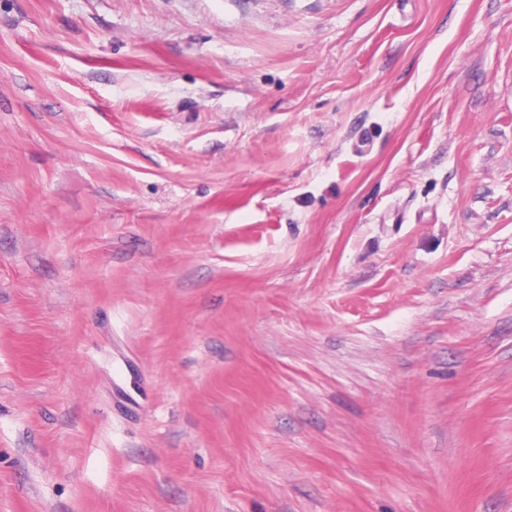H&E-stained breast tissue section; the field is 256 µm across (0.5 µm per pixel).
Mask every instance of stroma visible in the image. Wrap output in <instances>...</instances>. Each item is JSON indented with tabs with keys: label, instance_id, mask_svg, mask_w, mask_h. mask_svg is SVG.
<instances>
[{
	"label": "stroma",
	"instance_id": "35a3bbf8",
	"mask_svg": "<svg viewBox=\"0 0 512 512\" xmlns=\"http://www.w3.org/2000/svg\"><path fill=\"white\" fill-rule=\"evenodd\" d=\"M0 512H512V0H0Z\"/></svg>",
	"mask_w": 512,
	"mask_h": 512
}]
</instances>
